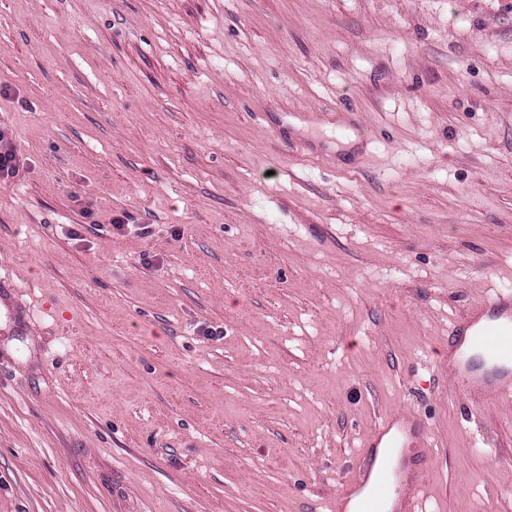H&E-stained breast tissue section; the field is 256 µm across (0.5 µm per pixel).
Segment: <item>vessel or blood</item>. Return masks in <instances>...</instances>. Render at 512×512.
<instances>
[{
    "mask_svg": "<svg viewBox=\"0 0 512 512\" xmlns=\"http://www.w3.org/2000/svg\"><path fill=\"white\" fill-rule=\"evenodd\" d=\"M450 372L459 391L471 399L512 395V294L500 292L469 309L452 330ZM421 445L412 426L398 416L385 417L365 445L370 452L358 474L349 482L341 497L333 503L334 512H347L352 499H359L358 512H387V502L394 485L410 491L423 490L428 482L425 470L405 471L394 466L404 448Z\"/></svg>",
    "mask_w": 512,
    "mask_h": 512,
    "instance_id": "b4317fda",
    "label": "vessel or blood"
}]
</instances>
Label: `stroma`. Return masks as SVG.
I'll list each match as a JSON object with an SVG mask.
<instances>
[{"label":"stroma","instance_id":"obj_1","mask_svg":"<svg viewBox=\"0 0 512 512\" xmlns=\"http://www.w3.org/2000/svg\"><path fill=\"white\" fill-rule=\"evenodd\" d=\"M0 125V512H329L387 414L512 512V0H0ZM12 131L0 126V182L7 183L20 174L24 167L22 158L16 151ZM470 332V334H468ZM450 372L459 391L471 399L512 395V367L493 365L489 369L473 367L464 347L492 360L512 362V296L500 292L469 309L452 330Z\"/></svg>","mask_w":512,"mask_h":512}]
</instances>
